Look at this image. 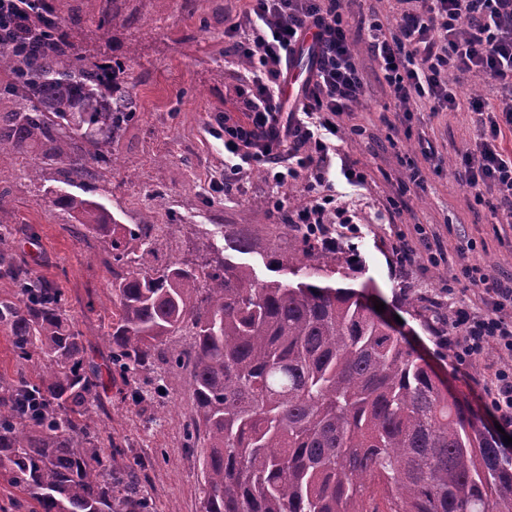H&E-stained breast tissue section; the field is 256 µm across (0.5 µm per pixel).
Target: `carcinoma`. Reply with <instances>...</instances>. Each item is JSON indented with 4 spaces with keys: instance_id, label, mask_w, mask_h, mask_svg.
I'll list each match as a JSON object with an SVG mask.
<instances>
[{
    "instance_id": "cac0c4a2",
    "label": "carcinoma",
    "mask_w": 512,
    "mask_h": 512,
    "mask_svg": "<svg viewBox=\"0 0 512 512\" xmlns=\"http://www.w3.org/2000/svg\"><path fill=\"white\" fill-rule=\"evenodd\" d=\"M0 155L39 150L65 183L109 164L102 147L136 114L129 59L87 50L49 0L0 3ZM112 249L111 362L146 369L173 336V366L190 371L193 433L203 436L201 512H512V453L478 426L394 325L353 288L328 283L332 256L302 239L270 250L301 278L259 283L220 254L201 263L153 265L154 225L112 222L98 202L50 197ZM0 277L16 297L0 301V330L36 378L0 381V475L29 512H149L137 471L112 466V437L97 426L103 387L83 369L82 341L55 284L4 253ZM239 252L254 238L232 230Z\"/></svg>"
}]
</instances>
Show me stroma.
I'll list each match as a JSON object with an SVG mask.
<instances>
[{
    "mask_svg": "<svg viewBox=\"0 0 512 512\" xmlns=\"http://www.w3.org/2000/svg\"><path fill=\"white\" fill-rule=\"evenodd\" d=\"M60 19L72 27L74 39L87 50L104 42L132 49L131 78L137 116L121 137L105 150L115 169L103 170L91 198L118 224H158L155 266L220 253L249 266L257 281L292 282V275L271 264L272 243L300 244L291 224L292 206L302 200L299 189H287L290 205L274 209L261 171L250 173L240 195L227 199L213 192L212 180L224 175V136L217 128L224 113L238 107L235 90L244 72L224 61V23L238 14L243 0H51ZM107 17L98 28L99 17ZM373 90L350 123L365 125L364 138L339 146L333 164V188L358 214L359 232L343 241L336 256L343 272L335 283L361 291L369 303L384 302L398 315L400 329L448 388L468 400L480 424L496 434V415L480 380L483 366L456 363L443 333L427 329L422 316L430 304L479 308L470 285L457 280L460 261L479 263L490 272L512 275V223L491 202L475 203L458 185L450 162L476 131L468 112L415 113L412 136L390 146L388 113ZM427 140L445 163L428 173L426 189L406 208L388 211L398 194L403 156L414 154ZM368 169L362 186L348 184L342 163ZM31 156H0V222L13 227L9 252L18 262L62 288L65 313L83 341L82 359L108 380L97 402V421L119 451L118 467L138 469L152 512H199L202 488L200 451L186 445L195 413L188 373L167 371L163 362L138 374L110 371L106 339L112 320V264L108 244L83 235L67 212L49 203L50 191L82 194L81 184L64 186L56 164L44 165L32 177ZM229 224L249 225L257 246L234 250L224 237ZM444 243L448 259L440 266L403 270L392 252L396 232L413 234L415 225ZM475 242L476 251L459 256L460 243ZM166 392H159L160 382Z\"/></svg>",
    "mask_w": 512,
    "mask_h": 512,
    "instance_id": "obj_1",
    "label": "stroma"
}]
</instances>
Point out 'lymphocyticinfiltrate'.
<instances>
[{
	"label": "lymphocytic infiltrate",
	"instance_id": "1",
	"mask_svg": "<svg viewBox=\"0 0 512 512\" xmlns=\"http://www.w3.org/2000/svg\"><path fill=\"white\" fill-rule=\"evenodd\" d=\"M389 16L350 15L345 0H246L224 27L226 55L246 71L238 111L225 113L224 194L238 193L246 168L259 167L277 188L303 185L301 226L317 246L336 247L334 229H351L345 203L328 192L337 141L364 136L361 124H342L357 111L371 81L389 100L384 111L399 122L413 113L472 112L473 141L460 150L451 171L482 202L496 196L512 219V155L503 146L512 132V0H396ZM315 45L310 75L296 99L286 92L290 62L305 39ZM467 74L490 84L495 102L462 96L453 77ZM393 250L404 266L439 265L441 240L397 235ZM482 309L452 308L448 345L459 364L497 360L484 382L502 429H512V277L490 275L478 264L460 269Z\"/></svg>",
	"mask_w": 512,
	"mask_h": 512
}]
</instances>
